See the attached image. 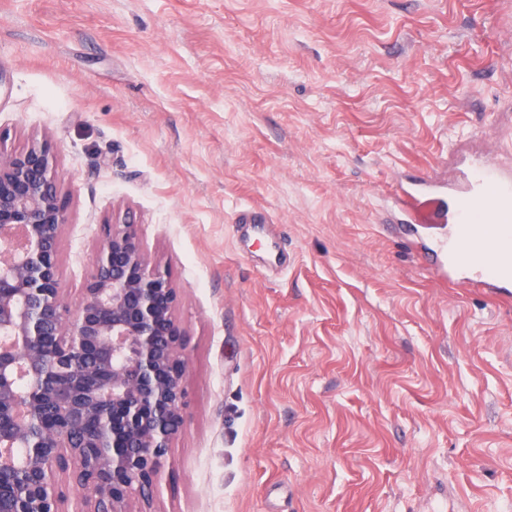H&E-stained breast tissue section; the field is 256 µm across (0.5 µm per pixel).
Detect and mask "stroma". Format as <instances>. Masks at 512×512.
Returning a JSON list of instances; mask_svg holds the SVG:
<instances>
[{"instance_id": "1", "label": "stroma", "mask_w": 512, "mask_h": 512, "mask_svg": "<svg viewBox=\"0 0 512 512\" xmlns=\"http://www.w3.org/2000/svg\"><path fill=\"white\" fill-rule=\"evenodd\" d=\"M32 145L68 305L127 220L176 289L186 421L132 512H512V289L387 227L398 180L512 162L503 0H0Z\"/></svg>"}]
</instances>
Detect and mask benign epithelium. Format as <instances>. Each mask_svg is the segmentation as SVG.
Masks as SVG:
<instances>
[{
	"mask_svg": "<svg viewBox=\"0 0 512 512\" xmlns=\"http://www.w3.org/2000/svg\"><path fill=\"white\" fill-rule=\"evenodd\" d=\"M67 224L43 147L0 156V512H130L184 423L176 289L110 224L68 307Z\"/></svg>",
	"mask_w": 512,
	"mask_h": 512,
	"instance_id": "benign-epithelium-1",
	"label": "benign epithelium"
}]
</instances>
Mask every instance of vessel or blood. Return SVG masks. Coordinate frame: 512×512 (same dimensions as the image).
<instances>
[{"label": "vessel or blood", "instance_id": "obj_1", "mask_svg": "<svg viewBox=\"0 0 512 512\" xmlns=\"http://www.w3.org/2000/svg\"><path fill=\"white\" fill-rule=\"evenodd\" d=\"M409 195L414 205L427 210V223L441 225L434 252L461 284L512 285L511 168L476 158L462 181L422 178Z\"/></svg>", "mask_w": 512, "mask_h": 512}]
</instances>
